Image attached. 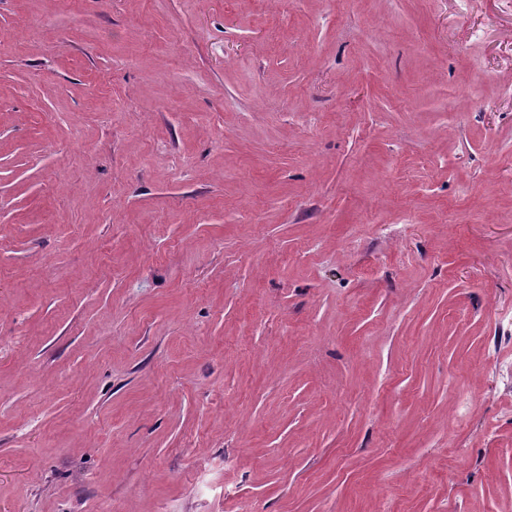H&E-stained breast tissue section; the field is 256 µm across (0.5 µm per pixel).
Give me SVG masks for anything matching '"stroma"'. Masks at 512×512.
Wrapping results in <instances>:
<instances>
[{
  "instance_id": "35a3bbf8",
  "label": "stroma",
  "mask_w": 512,
  "mask_h": 512,
  "mask_svg": "<svg viewBox=\"0 0 512 512\" xmlns=\"http://www.w3.org/2000/svg\"><path fill=\"white\" fill-rule=\"evenodd\" d=\"M512 0H0V512H512Z\"/></svg>"
}]
</instances>
